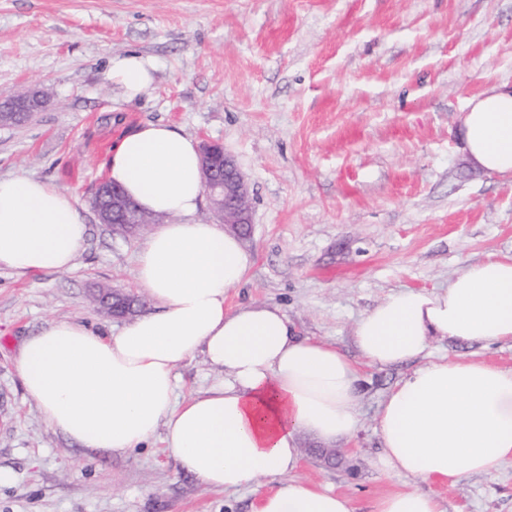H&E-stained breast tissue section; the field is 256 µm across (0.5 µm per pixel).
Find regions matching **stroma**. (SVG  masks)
<instances>
[{
  "label": "stroma",
  "mask_w": 512,
  "mask_h": 512,
  "mask_svg": "<svg viewBox=\"0 0 512 512\" xmlns=\"http://www.w3.org/2000/svg\"><path fill=\"white\" fill-rule=\"evenodd\" d=\"M155 64L127 101L112 57ZM512 84V0H0V99L45 105L0 126V178L74 192L88 226L72 269H0V512H254L249 489L184 474L162 435L126 455L93 453L43 421L14 367L21 341L59 320L99 332L98 286L134 292V254L92 200L113 142L146 122L222 143L248 182L253 256L226 305L281 307L300 336L358 358V319L392 292L437 291L466 264L512 256V176L465 159L460 116ZM406 367L361 368L358 426L328 468L297 478L346 494L354 512L410 480L382 473L379 405ZM446 512H512V461L432 484Z\"/></svg>",
  "instance_id": "1"
}]
</instances>
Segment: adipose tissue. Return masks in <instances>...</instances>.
<instances>
[{"instance_id": "adipose-tissue-1", "label": "adipose tissue", "mask_w": 512, "mask_h": 512, "mask_svg": "<svg viewBox=\"0 0 512 512\" xmlns=\"http://www.w3.org/2000/svg\"><path fill=\"white\" fill-rule=\"evenodd\" d=\"M153 61L113 59L126 99L147 93ZM464 152L477 169L512 175V86L472 100L461 115ZM107 178L163 222L140 245L133 270L151 311L118 333L72 320L26 338L14 359L47 426L80 447L121 455L163 433L180 469L212 489L253 488L255 512H353L350 499L298 481L300 439L348 438L358 424L359 366L415 362L379 407L378 467L413 481L382 495L374 512H444L423 484L456 485L512 461V369L465 356H425L432 342L512 341V258L468 265L438 291L404 289L368 310L353 330L361 356L296 336L273 305L225 306L252 256L222 225L200 223L199 144L148 122L110 149ZM88 228L77 196L28 176L0 178V269H69ZM203 357L223 374L175 402V370ZM274 488L265 491L262 480Z\"/></svg>"}]
</instances>
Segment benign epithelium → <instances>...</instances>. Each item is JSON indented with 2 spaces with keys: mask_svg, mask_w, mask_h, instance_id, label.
Returning <instances> with one entry per match:
<instances>
[{
  "mask_svg": "<svg viewBox=\"0 0 512 512\" xmlns=\"http://www.w3.org/2000/svg\"><path fill=\"white\" fill-rule=\"evenodd\" d=\"M41 97L40 92L18 96L0 103V124L10 122L16 112L30 111V99ZM201 170L204 176L205 190L216 214L224 218V223L242 231L252 224V212L248 199V185L245 175L235 160L225 152L224 146L217 142L206 141L200 147ZM101 198L109 201L106 209H97L101 223L110 224L127 235L137 232L143 223L140 209L130 200L123 190L114 184L103 181L98 185ZM115 289H108L96 296V302L112 311L116 316H124L132 311V297L125 296V308L113 307Z\"/></svg>",
  "mask_w": 512,
  "mask_h": 512,
  "instance_id": "benign-epithelium-1",
  "label": "benign epithelium"
}]
</instances>
